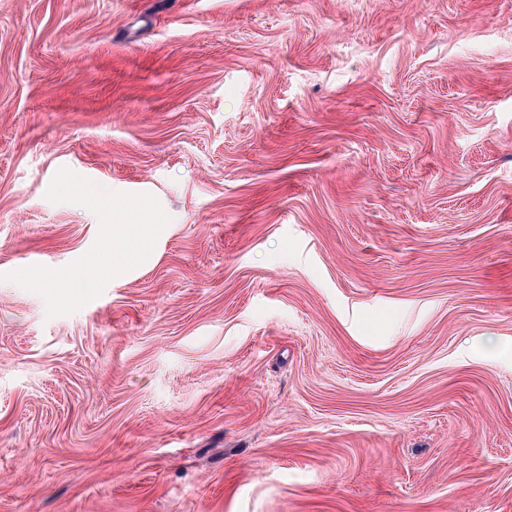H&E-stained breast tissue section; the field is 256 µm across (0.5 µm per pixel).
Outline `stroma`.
<instances>
[{
    "label": "stroma",
    "mask_w": 512,
    "mask_h": 512,
    "mask_svg": "<svg viewBox=\"0 0 512 512\" xmlns=\"http://www.w3.org/2000/svg\"><path fill=\"white\" fill-rule=\"evenodd\" d=\"M0 512H512V0H0ZM122 225L118 228L119 232L112 234V244L119 242L124 248H112V272L120 274L125 272L132 265L133 257L139 261L146 260L142 247L146 239L151 235H156V229L151 228L150 224H116Z\"/></svg>",
    "instance_id": "1"
}]
</instances>
